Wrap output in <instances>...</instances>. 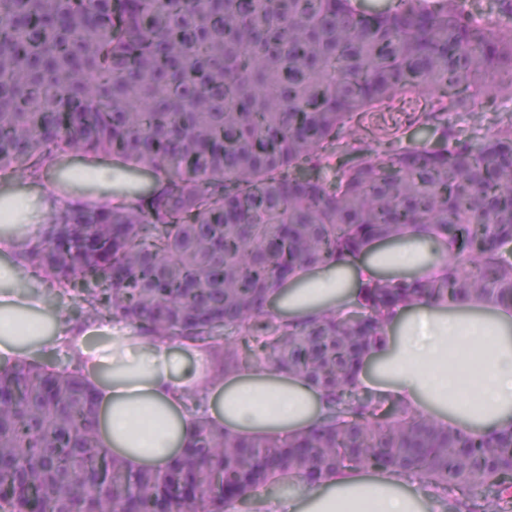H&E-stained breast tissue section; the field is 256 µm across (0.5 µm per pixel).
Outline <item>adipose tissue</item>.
I'll return each instance as SVG.
<instances>
[{"instance_id":"obj_1","label":"adipose tissue","mask_w":512,"mask_h":512,"mask_svg":"<svg viewBox=\"0 0 512 512\" xmlns=\"http://www.w3.org/2000/svg\"><path fill=\"white\" fill-rule=\"evenodd\" d=\"M32 208L28 195L0 197V221L8 225L0 233V366L66 350L95 389L102 448L129 470L163 469L203 420L242 437L289 439L326 416L320 392L271 364L216 380L207 371L209 351L196 343L116 336L111 326L47 311L23 258L39 239ZM450 254L436 233L414 231L334 267L298 274L273 303L293 324L324 311L342 314L359 306L368 283L441 274ZM387 328L390 348L371 353L358 388L474 436L512 431V304L417 302L395 309ZM191 394L198 398L192 410L185 406ZM289 481L292 495L268 498L266 512H435L438 506L421 495L419 478L403 471L342 469L316 484L295 473Z\"/></svg>"}]
</instances>
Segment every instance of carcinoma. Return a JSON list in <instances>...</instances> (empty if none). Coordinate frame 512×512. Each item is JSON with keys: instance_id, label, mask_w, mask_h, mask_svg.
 Segmentation results:
<instances>
[{"instance_id": "carcinoma-1", "label": "carcinoma", "mask_w": 512, "mask_h": 512, "mask_svg": "<svg viewBox=\"0 0 512 512\" xmlns=\"http://www.w3.org/2000/svg\"><path fill=\"white\" fill-rule=\"evenodd\" d=\"M456 0H0V170L81 151L154 186L84 196L27 250L41 278L148 336L208 346L213 378L265 361L310 381L330 415L287 442L207 422L160 471L98 442L92 388L70 369L0 370V512H225L299 471H414L452 512H512V433L471 437L362 392L390 312L415 301L512 303V124L485 139L360 155L362 114L512 70ZM448 238L434 278L376 282L361 308L291 327L270 310L298 271L416 228ZM487 492L480 507L471 492Z\"/></svg>"}]
</instances>
